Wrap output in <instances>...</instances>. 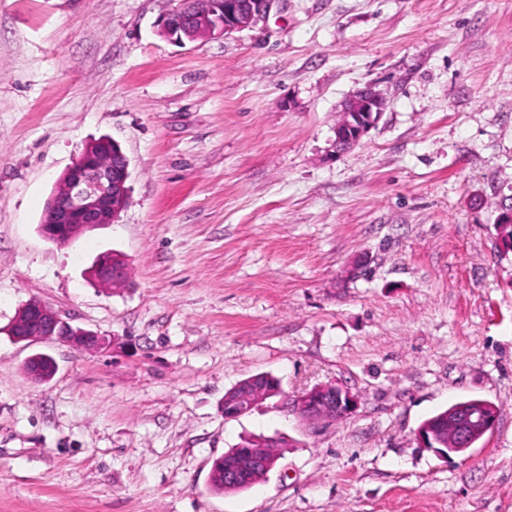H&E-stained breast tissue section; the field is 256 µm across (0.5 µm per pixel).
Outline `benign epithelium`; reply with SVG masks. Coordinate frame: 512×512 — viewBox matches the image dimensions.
<instances>
[{"label": "benign epithelium", "mask_w": 512, "mask_h": 512, "mask_svg": "<svg viewBox=\"0 0 512 512\" xmlns=\"http://www.w3.org/2000/svg\"><path fill=\"white\" fill-rule=\"evenodd\" d=\"M276 0H196L191 17H185L178 6L165 14L160 23L161 34L168 40L182 44L203 36L225 37L234 32L257 26L271 12ZM384 107L380 93L365 88L353 96L341 112L334 128L336 152L350 149L376 124ZM129 161L119 145L103 137L86 143L73 163L64 171L49 199L40 224L41 234L57 244H68L83 232L114 222L130 199ZM115 254L102 255L91 273L102 284L114 286L123 271L112 267ZM8 335L16 343L31 345L42 339L56 337L77 348H103L109 341L94 332L71 325L38 301L26 304L8 328ZM31 372H53L54 360L42 353L27 358ZM264 378L250 376L224 394V418H237L248 413L256 401L262 399L260 387ZM287 408L307 418L311 423L345 418L357 405L356 397L340 386H315L298 395H288L277 385ZM484 414L480 407L455 403L448 410L447 433L454 440L453 448L443 453H464L470 449V439L476 433L475 425ZM277 459L269 455L263 445L246 447L239 451L238 468L226 474L235 482L250 471L263 468L272 471Z\"/></svg>", "instance_id": "obj_1"}]
</instances>
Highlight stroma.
Wrapping results in <instances>:
<instances>
[{"instance_id": "stroma-1", "label": "stroma", "mask_w": 512, "mask_h": 512, "mask_svg": "<svg viewBox=\"0 0 512 512\" xmlns=\"http://www.w3.org/2000/svg\"><path fill=\"white\" fill-rule=\"evenodd\" d=\"M178 3L0 0V512H512V0H278L182 45L158 31ZM368 85L386 109L335 152ZM102 136L129 205L48 241L47 199ZM112 251L121 288L86 276ZM33 299L109 347L13 343ZM260 373L357 410L225 418ZM470 398L497 406L491 434L419 445ZM245 437L277 444L275 469L216 492ZM235 448H230L228 451L224 453V456L217 459L214 462L212 474H211V484L214 490L219 492H235L247 490L260 481L264 479V476L259 473L258 475H254L250 479V486L246 485H229L224 482V470L226 468H231L235 465Z\"/></svg>"}]
</instances>
